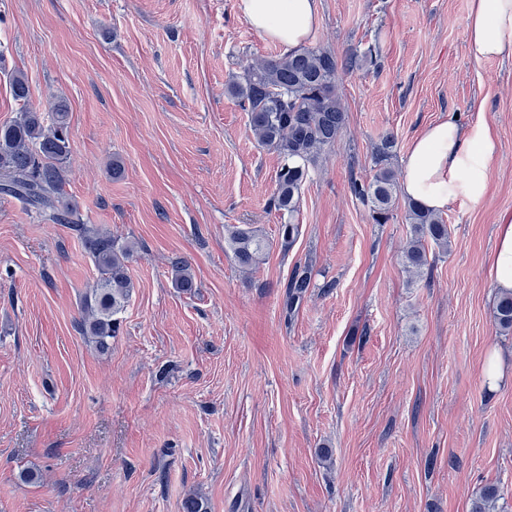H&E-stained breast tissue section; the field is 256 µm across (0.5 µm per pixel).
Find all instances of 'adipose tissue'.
<instances>
[{
  "label": "adipose tissue",
  "instance_id": "obj_1",
  "mask_svg": "<svg viewBox=\"0 0 512 512\" xmlns=\"http://www.w3.org/2000/svg\"><path fill=\"white\" fill-rule=\"evenodd\" d=\"M240 10L285 53L305 47L321 23V0H240ZM466 33L477 59L511 57L512 0H470ZM498 151V137L484 118L466 126L452 116L439 120L413 141L402 192L432 213L459 200L480 204Z\"/></svg>",
  "mask_w": 512,
  "mask_h": 512
}]
</instances>
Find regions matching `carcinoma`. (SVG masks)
<instances>
[{
  "instance_id": "carcinoma-1",
  "label": "carcinoma",
  "mask_w": 512,
  "mask_h": 512,
  "mask_svg": "<svg viewBox=\"0 0 512 512\" xmlns=\"http://www.w3.org/2000/svg\"><path fill=\"white\" fill-rule=\"evenodd\" d=\"M377 63V51L371 47L360 56L341 57L328 48L311 46L256 59L227 85L228 93L248 113L257 142L282 160L271 204L284 218L281 234L288 247L299 235L294 218L302 186L310 169L334 147L346 122L339 78ZM10 90L19 109L11 120L0 124V195L23 201L46 221L72 226L84 241L100 277L84 297L77 328L97 348L107 350L118 332L116 315L134 288L127 264L135 243L88 227L78 205L66 197L71 141L64 101L50 102L46 112L31 107L30 86L22 72L13 75ZM394 147V136L384 135L375 147L372 178H351V193L369 208L376 224L388 223L398 207L397 175L390 165ZM405 209L413 236L404 250V264L418 274L428 263L423 241L448 247V224L412 201L405 203ZM227 241L242 268L255 267L265 255V242L249 228H229ZM173 269L176 287L187 291L195 287L187 264L177 260ZM310 284V265L295 267L287 283L288 311L296 309ZM494 321L501 332H512V292L498 297ZM499 499V488L487 484L475 492L470 512H495Z\"/></svg>"
}]
</instances>
